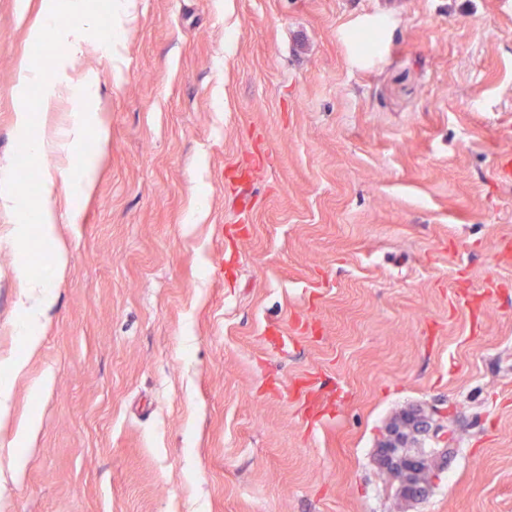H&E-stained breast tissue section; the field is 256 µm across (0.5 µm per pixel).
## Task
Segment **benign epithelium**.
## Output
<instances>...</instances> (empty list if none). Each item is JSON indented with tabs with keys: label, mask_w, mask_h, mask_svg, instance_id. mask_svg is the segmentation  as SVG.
<instances>
[{
	"label": "benign epithelium",
	"mask_w": 512,
	"mask_h": 512,
	"mask_svg": "<svg viewBox=\"0 0 512 512\" xmlns=\"http://www.w3.org/2000/svg\"><path fill=\"white\" fill-rule=\"evenodd\" d=\"M439 426L435 413L427 414L413 408L390 423L385 439L380 445L379 464L395 482L399 496L407 501L423 499L431 486L436 472L441 470L448 449L434 448L431 454L397 453V448H418L423 438L436 437Z\"/></svg>",
	"instance_id": "benign-epithelium-1"
}]
</instances>
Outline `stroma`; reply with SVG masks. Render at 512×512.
I'll use <instances>...</instances> for the list:
<instances>
[{"label":"stroma","mask_w":512,"mask_h":512,"mask_svg":"<svg viewBox=\"0 0 512 512\" xmlns=\"http://www.w3.org/2000/svg\"><path fill=\"white\" fill-rule=\"evenodd\" d=\"M26 4L0 0V169ZM68 75L108 136L30 356L14 268L49 260L0 208V364L28 359L0 512H512V10L121 0L111 52L88 38ZM416 407L448 459L407 502L376 454Z\"/></svg>","instance_id":"stroma-1"}]
</instances>
